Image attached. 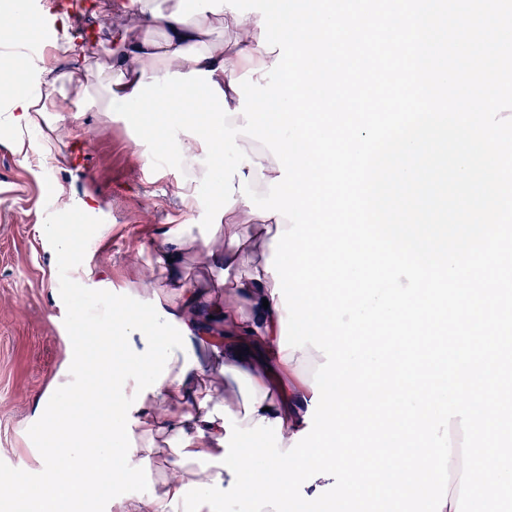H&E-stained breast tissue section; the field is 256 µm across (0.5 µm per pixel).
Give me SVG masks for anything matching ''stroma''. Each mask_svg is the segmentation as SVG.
<instances>
[{"instance_id":"35a3bbf8","label":"stroma","mask_w":512,"mask_h":512,"mask_svg":"<svg viewBox=\"0 0 512 512\" xmlns=\"http://www.w3.org/2000/svg\"><path fill=\"white\" fill-rule=\"evenodd\" d=\"M80 2L75 28L57 46L63 72L70 69L68 42L84 46V65L94 70L124 25L115 0ZM66 100L67 133L56 147L45 134L29 132L26 153L18 155L11 130L0 126V475L36 469L40 448L53 438L34 409L46 391L64 392L67 341L82 314L97 315L100 333L111 337L124 314L149 309V289L170 282L154 253L174 233L199 240L181 261L187 286L210 301L216 294L206 284L221 275L200 243L203 210L182 213L174 196L181 171L164 167L144 178L150 151L129 122L99 111L92 96L75 88H67ZM78 224L85 231L73 247L85 237L104 243L90 255L89 276L43 233L47 225ZM132 285L137 291L126 309L114 308L113 295Z\"/></svg>"}]
</instances>
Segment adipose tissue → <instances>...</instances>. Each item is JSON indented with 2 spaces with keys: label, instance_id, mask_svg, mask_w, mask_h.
Segmentation results:
<instances>
[{
  "label": "adipose tissue",
  "instance_id": "ef3b65f1",
  "mask_svg": "<svg viewBox=\"0 0 512 512\" xmlns=\"http://www.w3.org/2000/svg\"><path fill=\"white\" fill-rule=\"evenodd\" d=\"M126 9L128 24L119 51L109 52L96 71L78 64L69 74L93 76L100 107H107L112 96L131 94L147 77L205 70L225 93L229 108L236 111L239 96L230 80L276 59L275 53L259 45V15L229 16L234 30L231 39L224 41L211 36L213 23L227 17L220 11L211 15L190 9L185 0H165L161 6L154 0H128ZM33 69L44 94L27 89ZM63 76L50 59L35 67L18 55L0 59V91L9 92L0 124L16 131V150H23L22 133L32 128L43 126L52 139L62 137L61 125L47 123L46 115L63 109L49 97ZM238 143L251 158L243 165V174L256 178L257 192H267L270 179L280 174L273 155L249 137L239 136ZM176 151L180 161L192 168L191 176L175 189L189 210L196 203L198 183L211 180L213 173L199 163L203 152L198 140L181 136ZM231 210L250 223L251 233L245 237L225 234L223 241L214 242L207 251L211 262L238 272L224 285L223 304L206 305L197 291L179 280L180 262L193 240L178 237L163 242L155 251V261L168 268L177 292L153 291L150 314L130 317L123 326L128 336L148 330L161 334V344L146 343L145 363H116L106 371L86 358L81 337H72L68 361L82 374V383L70 386L64 397L48 393L41 399L53 407L49 423L63 431L66 440L42 448L37 475L18 474L0 481L1 505L18 507L20 512H61L63 504L111 483L114 475L138 480L161 444L181 433L190 439V452L221 456L224 448L219 440L226 434L223 421L205 419L218 404L240 418L245 429L262 417L281 419L286 447L305 429L313 369L325 358L311 346L280 350L284 311L280 300L272 296L275 281L266 271L265 260L253 257L254 245L270 249L277 231L290 229L291 222L277 215L253 214L241 199ZM226 367L250 377L257 395L253 413H246L239 388L228 385L220 394L212 390V382L221 378ZM217 477L226 483L232 479L229 472L215 466L204 470L196 463H180L174 454L155 493L144 498L106 494L105 512H174L169 502L184 484L207 483Z\"/></svg>",
  "mask_w": 512,
  "mask_h": 512
}]
</instances>
